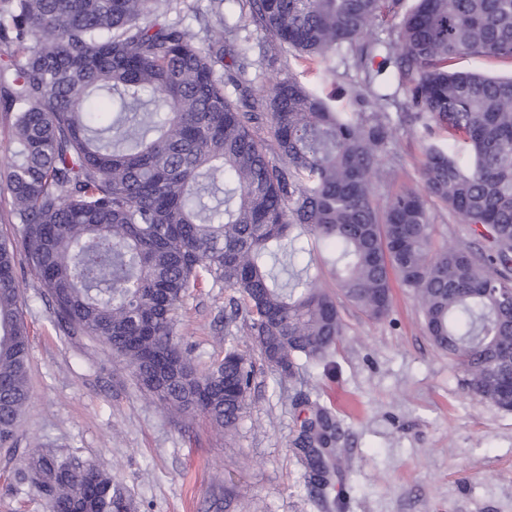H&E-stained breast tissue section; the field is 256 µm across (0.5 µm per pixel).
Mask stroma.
<instances>
[{"instance_id":"1","label":"stroma","mask_w":512,"mask_h":512,"mask_svg":"<svg viewBox=\"0 0 512 512\" xmlns=\"http://www.w3.org/2000/svg\"><path fill=\"white\" fill-rule=\"evenodd\" d=\"M244 38L256 95L293 78L332 107L359 111L362 74L337 57L335 76L321 81L315 65L296 60L232 0L224 46ZM422 146L421 126L396 128L374 189L378 207L405 187L424 192ZM16 273L32 399L13 448L0 451V512H49L19 481L33 453L95 464L136 512H512V412L468 392L465 371L434 346L417 301L400 286L379 321L339 300L333 369L309 365L283 381L262 359L244 311L231 310V289L204 281L177 310L174 331L199 365L220 361L228 339L252 363L248 405L227 434L203 415L167 409L101 341L68 335L25 258ZM302 394L335 411L340 426V473L322 500L309 497L291 446Z\"/></svg>"}]
</instances>
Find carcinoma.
I'll return each mask as SVG.
<instances>
[{
  "label": "carcinoma",
  "instance_id": "carcinoma-1",
  "mask_svg": "<svg viewBox=\"0 0 512 512\" xmlns=\"http://www.w3.org/2000/svg\"><path fill=\"white\" fill-rule=\"evenodd\" d=\"M234 2L311 62L349 54L367 78L361 111L335 110L291 77L256 107L244 66L224 65L215 30L224 0L193 15L196 31L179 0H0V112L16 143L0 196L21 225L19 239L0 238V448L13 447L31 400L19 252L69 334L103 341L148 392L226 432L246 408L251 366L231 344L199 367L175 340V312L210 278L234 290L230 305L244 309L278 375L331 366L342 336L336 298L269 266L304 236L336 255L340 294L375 320L389 315L398 281L468 389L512 411V76L461 67L512 62V0ZM395 18L388 39L360 41ZM264 120L272 150L256 132ZM415 123L448 134L445 147L424 145L421 175L469 243L432 249L426 202L412 188L375 205L395 125ZM298 401L292 447L309 495L321 498L339 424L318 401ZM22 480L49 512L134 509L90 463L39 456ZM462 66L481 73L507 77L512 75V64L491 61L485 58L469 59L462 63Z\"/></svg>",
  "mask_w": 512,
  "mask_h": 512
}]
</instances>
